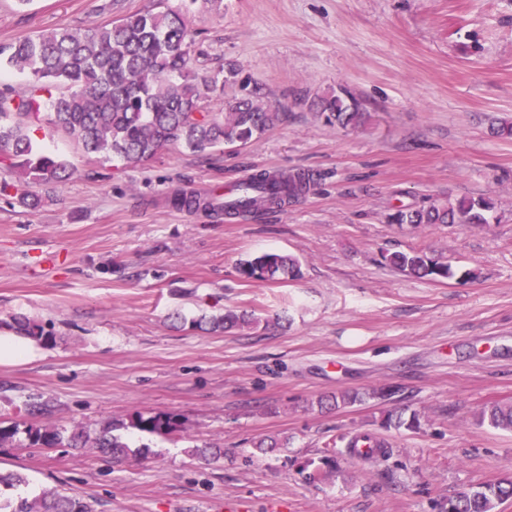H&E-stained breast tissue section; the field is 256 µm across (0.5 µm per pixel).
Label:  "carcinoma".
Returning a JSON list of instances; mask_svg holds the SVG:
<instances>
[{
	"mask_svg": "<svg viewBox=\"0 0 512 512\" xmlns=\"http://www.w3.org/2000/svg\"><path fill=\"white\" fill-rule=\"evenodd\" d=\"M223 0H180L176 8L133 11L108 25L67 27L21 37L7 49L5 67L26 77L18 88L0 92V160L19 179L0 186L7 192L18 187L56 185L70 179L75 168L66 160L46 154L32 138L34 125L45 122L57 132L75 139L90 158L117 156L126 164L145 161L163 148L180 145L195 154H205L226 145L244 146L273 128L280 120L279 107L260 100L257 89L230 65L212 75L196 71L194 30L196 4L216 5ZM239 84L241 97L223 113L205 110L208 95ZM314 105L326 123L347 127L357 124L363 113L353 94L332 89L316 97ZM310 174L260 172L242 184L238 204H224V197L178 196L173 204L187 210L203 208L258 210L278 205L307 190ZM493 203L484 197H462L446 204H433L391 216L395 224H487ZM390 267L418 278L439 281L455 272L445 262L419 252H393L384 256ZM238 273L247 280H294L301 276L299 260L290 254L267 252L239 262ZM254 318L228 311L209 320L213 332L249 329ZM0 326L41 345L56 344V337L37 320L12 315ZM376 396V391H342L334 405H352ZM480 423L512 432V404L491 403L479 413ZM386 428L402 426L416 430L417 416L404 420L387 414ZM179 438L186 431L183 416L174 412L135 411L128 422H109L95 436L84 431L68 435L48 426L24 428L13 422L0 425V445L18 443L30 448L67 445L89 449L114 459L128 457L132 450L118 430ZM364 448V458L387 457L384 440L370 433L348 440L345 451ZM512 498V480L506 478L476 488H467L448 498V512H496L501 502ZM0 512H95L89 502L75 495L49 490L32 499L0 500Z\"/></svg>",
	"mask_w": 512,
	"mask_h": 512,
	"instance_id": "obj_1",
	"label": "carcinoma"
}]
</instances>
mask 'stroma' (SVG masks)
I'll return each instance as SVG.
<instances>
[{
	"label": "stroma",
	"instance_id": "stroma-1",
	"mask_svg": "<svg viewBox=\"0 0 512 512\" xmlns=\"http://www.w3.org/2000/svg\"><path fill=\"white\" fill-rule=\"evenodd\" d=\"M157 0H0V48L59 26L106 25ZM200 73L234 63L282 122L244 146L179 147L126 167L88 160L60 133L39 148L72 180L23 206L0 191V320L24 314L58 343L0 361V420L95 432L136 411H175L186 436L125 432L146 456L0 445L7 497L52 489L96 512H443L449 496L512 477V433L479 424L512 402V0H223L193 24ZM347 88L367 120L324 123L312 102ZM312 174L287 204L228 218L175 208L260 170ZM486 197L488 224H392L397 210ZM417 250L472 281L418 279L386 253ZM295 255L302 276L247 281L246 258ZM227 310L254 330L209 333ZM389 399L321 408L345 389ZM417 430H382L387 411ZM390 457H344L325 481L300 469L357 432ZM283 449L255 453L259 439ZM210 444L204 462L188 447Z\"/></svg>",
	"mask_w": 512,
	"mask_h": 512
}]
</instances>
